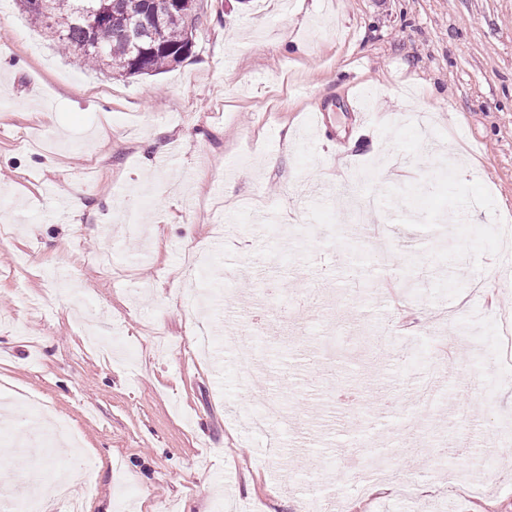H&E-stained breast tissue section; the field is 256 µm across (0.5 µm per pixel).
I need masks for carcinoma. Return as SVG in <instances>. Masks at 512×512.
Masks as SVG:
<instances>
[{
  "label": "carcinoma",
  "instance_id": "carcinoma-1",
  "mask_svg": "<svg viewBox=\"0 0 512 512\" xmlns=\"http://www.w3.org/2000/svg\"><path fill=\"white\" fill-rule=\"evenodd\" d=\"M183 0H94L96 13L78 16L83 0H19L29 20L52 34L57 50L90 70L121 77L156 75L192 53Z\"/></svg>",
  "mask_w": 512,
  "mask_h": 512
}]
</instances>
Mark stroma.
Wrapping results in <instances>:
<instances>
[{
	"mask_svg": "<svg viewBox=\"0 0 512 512\" xmlns=\"http://www.w3.org/2000/svg\"><path fill=\"white\" fill-rule=\"evenodd\" d=\"M6 2L0 491L512 512V446L488 436L512 431V386L484 350L512 322V0H197L193 55L119 79ZM55 194L83 212L56 222ZM131 206L148 239L125 237ZM186 244L203 312L176 299ZM388 283L410 315L384 348ZM431 371L452 393L425 416ZM356 453L414 494L359 490Z\"/></svg>",
	"mask_w": 512,
	"mask_h": 512,
	"instance_id": "stroma-1",
	"label": "stroma"
}]
</instances>
